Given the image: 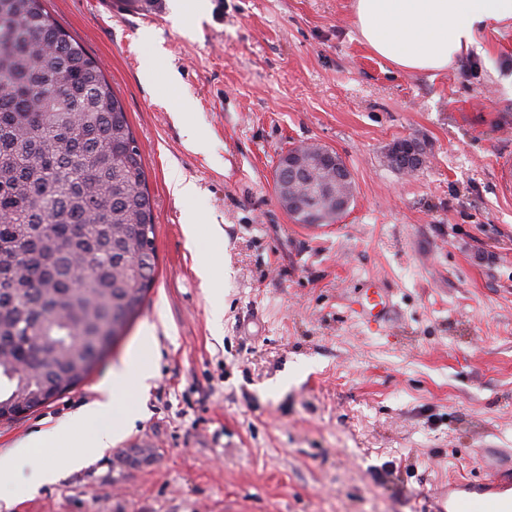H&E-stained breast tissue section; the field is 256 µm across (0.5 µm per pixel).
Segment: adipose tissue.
Wrapping results in <instances>:
<instances>
[{
  "label": "adipose tissue",
  "instance_id": "obj_1",
  "mask_svg": "<svg viewBox=\"0 0 512 512\" xmlns=\"http://www.w3.org/2000/svg\"><path fill=\"white\" fill-rule=\"evenodd\" d=\"M361 38L379 57L414 74L447 71L479 45L487 26L512 20V0H354ZM155 362L133 361L113 369L96 387L98 399L63 420L58 427L31 434L0 451V489L23 485L33 494L54 482L59 468L41 462L59 433L69 442L62 467L79 468L112 447L132 424V417L112 415V397L121 389L146 388Z\"/></svg>",
  "mask_w": 512,
  "mask_h": 512
}]
</instances>
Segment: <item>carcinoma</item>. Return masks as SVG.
<instances>
[{
	"instance_id": "cac0c4a2",
	"label": "carcinoma",
	"mask_w": 512,
	"mask_h": 512,
	"mask_svg": "<svg viewBox=\"0 0 512 512\" xmlns=\"http://www.w3.org/2000/svg\"><path fill=\"white\" fill-rule=\"evenodd\" d=\"M46 0H0V420L81 383L156 269L138 142L99 63ZM291 186L296 221L326 207Z\"/></svg>"
}]
</instances>
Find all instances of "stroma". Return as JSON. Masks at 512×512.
<instances>
[{"mask_svg":"<svg viewBox=\"0 0 512 512\" xmlns=\"http://www.w3.org/2000/svg\"><path fill=\"white\" fill-rule=\"evenodd\" d=\"M47 0L97 58L140 145L157 266L136 318L78 386L12 422L0 451L94 401L150 356L136 421L79 470L0 512H425L439 482L512 448V22L433 76L362 42L351 0ZM152 30L154 40L139 34ZM206 141L187 144L185 126ZM418 139V172L388 167ZM342 157L355 191L332 224L297 223L274 173L288 148ZM198 193L196 236L170 170ZM223 283L208 293L196 269ZM392 293L382 327L353 299Z\"/></svg>","mask_w":512,"mask_h":512,"instance_id":"35a3bbf8","label":"stroma"}]
</instances>
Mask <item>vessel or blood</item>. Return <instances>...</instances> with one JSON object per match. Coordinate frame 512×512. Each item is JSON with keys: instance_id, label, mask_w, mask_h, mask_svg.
<instances>
[{"instance_id": "1", "label": "vessel or blood", "mask_w": 512, "mask_h": 512, "mask_svg": "<svg viewBox=\"0 0 512 512\" xmlns=\"http://www.w3.org/2000/svg\"><path fill=\"white\" fill-rule=\"evenodd\" d=\"M359 304L367 321L379 324L386 320L390 300L385 289H361ZM430 512H512V471H499L474 483L454 482L440 487Z\"/></svg>"}]
</instances>
